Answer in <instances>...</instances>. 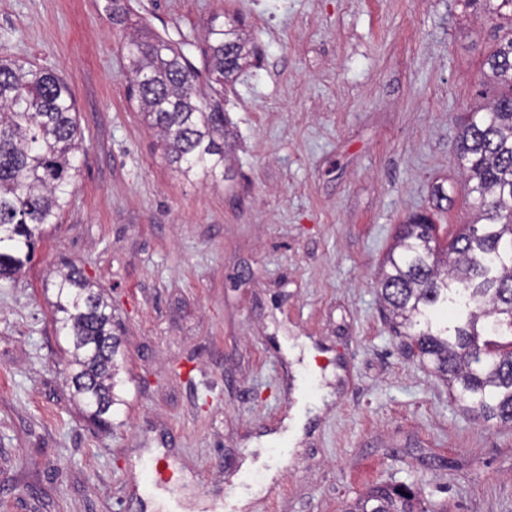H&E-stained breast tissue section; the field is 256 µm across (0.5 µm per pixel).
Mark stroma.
<instances>
[{
    "mask_svg": "<svg viewBox=\"0 0 512 512\" xmlns=\"http://www.w3.org/2000/svg\"><path fill=\"white\" fill-rule=\"evenodd\" d=\"M0 0V52L71 88L84 138L70 203L0 279V512H341L368 487L428 512H512V427L470 415L379 298L397 228L475 214L458 124L495 95L496 21L464 0ZM254 53L224 88V180L164 159L125 77L147 28L203 62L211 18ZM446 198L438 200L435 186ZM77 264L112 306L121 405L90 425L66 381L54 282ZM317 400L293 455L267 446Z\"/></svg>",
    "mask_w": 512,
    "mask_h": 512,
    "instance_id": "stroma-1",
    "label": "stroma"
}]
</instances>
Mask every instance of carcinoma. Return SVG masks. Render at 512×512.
I'll use <instances>...</instances> for the list:
<instances>
[{"mask_svg": "<svg viewBox=\"0 0 512 512\" xmlns=\"http://www.w3.org/2000/svg\"><path fill=\"white\" fill-rule=\"evenodd\" d=\"M512 21V0H465ZM247 41L235 27L213 22L203 69L169 40L140 34L126 44V75L140 110L159 130L164 154L186 178L224 180V108L206 99L199 78L224 85L247 63ZM485 83L497 98L468 115L459 132L477 220L442 251L420 214L401 225L379 279L380 296L395 327L414 330L419 361L448 384L465 409L512 426V25L488 54ZM72 93L52 71L0 56V276L29 261L43 226L55 224L69 204L78 175L75 154L83 135L72 112ZM57 322L71 337L67 381L88 415L109 425L121 404L116 391L112 309L73 263L56 284ZM442 306L464 315L453 327L433 323ZM344 512H426L405 486L376 484Z\"/></svg>", "mask_w": 512, "mask_h": 512, "instance_id": "cac0c4a2", "label": "carcinoma"}]
</instances>
